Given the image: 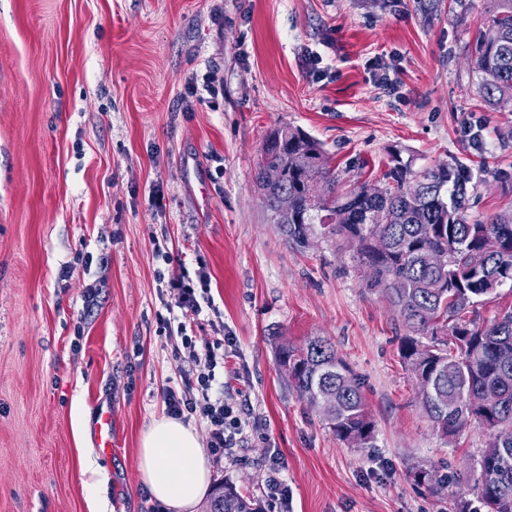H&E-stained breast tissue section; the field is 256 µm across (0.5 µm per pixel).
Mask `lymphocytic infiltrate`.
I'll list each match as a JSON object with an SVG mask.
<instances>
[{"mask_svg":"<svg viewBox=\"0 0 512 512\" xmlns=\"http://www.w3.org/2000/svg\"><path fill=\"white\" fill-rule=\"evenodd\" d=\"M156 280L166 288L163 305L167 315L160 325L165 335L181 340L174 351L181 384L161 391L166 412L176 419L203 424L208 448L216 458H223L247 441L257 427L252 408L224 397L227 378L236 374L230 363L236 340L225 335L202 344L192 333L204 311L214 307L210 280L204 272L169 279L160 271Z\"/></svg>","mask_w":512,"mask_h":512,"instance_id":"1","label":"lymphocytic infiltrate"}]
</instances>
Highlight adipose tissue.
I'll return each instance as SVG.
<instances>
[{"instance_id": "ef3b65f1", "label": "adipose tissue", "mask_w": 512, "mask_h": 512, "mask_svg": "<svg viewBox=\"0 0 512 512\" xmlns=\"http://www.w3.org/2000/svg\"><path fill=\"white\" fill-rule=\"evenodd\" d=\"M137 472L168 512H193L210 474L196 430L166 416L153 419L143 432Z\"/></svg>"}]
</instances>
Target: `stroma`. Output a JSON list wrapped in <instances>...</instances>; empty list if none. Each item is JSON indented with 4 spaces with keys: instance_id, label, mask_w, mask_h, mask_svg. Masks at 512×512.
Segmentation results:
<instances>
[{
    "instance_id": "obj_1",
    "label": "stroma",
    "mask_w": 512,
    "mask_h": 512,
    "mask_svg": "<svg viewBox=\"0 0 512 512\" xmlns=\"http://www.w3.org/2000/svg\"><path fill=\"white\" fill-rule=\"evenodd\" d=\"M471 3L0 0V512H90L79 448L101 403L108 512H167L136 470L178 378L158 268L209 275L216 308L194 333L236 337L225 396L261 423L211 461V484L266 504L275 452L293 512H482L487 431H434L355 252L287 242L254 182L267 133L289 125L324 143L339 185L382 183L396 149L416 170L484 160L470 221L511 209L512 108L476 92ZM206 73L217 98L189 92ZM313 336L360 379L372 447L337 439L281 373L276 346ZM97 448L106 452L112 449V406L107 404L97 407L91 423Z\"/></svg>"
}]
</instances>
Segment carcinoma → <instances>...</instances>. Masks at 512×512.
<instances>
[{"label": "carcinoma", "instance_id": "cac0c4a2", "mask_svg": "<svg viewBox=\"0 0 512 512\" xmlns=\"http://www.w3.org/2000/svg\"><path fill=\"white\" fill-rule=\"evenodd\" d=\"M468 61L480 75L477 93L489 104L512 100V0H489ZM323 143L290 126L267 135L255 185L287 241L305 247L318 236L354 248L371 270L367 286L396 311L405 330L400 357L411 373L432 383L422 407L443 437L456 436L476 422L492 431L478 479L486 512H512V308L483 326L466 318L467 309L487 301L512 275V223L498 214L469 222L473 173L464 164L416 171L400 155L381 185H358L340 192L328 168ZM276 167L282 179L266 180ZM294 200L288 220L277 200ZM448 251V266L431 268V250ZM277 362L290 386L305 398L325 394L321 410L328 428L344 442L366 444L375 424L360 380L331 342L314 336L302 348L283 343ZM209 512H262L253 500L224 482Z\"/></svg>", "mask_w": 512, "mask_h": 512}]
</instances>
